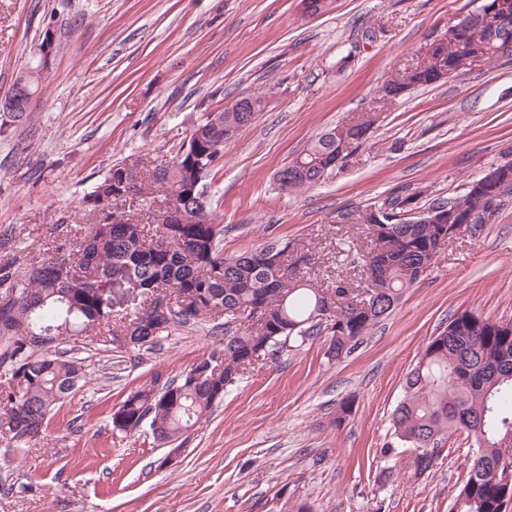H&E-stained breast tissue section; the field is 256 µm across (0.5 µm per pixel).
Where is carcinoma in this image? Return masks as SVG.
Listing matches in <instances>:
<instances>
[{
  "instance_id": "cac0c4a2",
  "label": "carcinoma",
  "mask_w": 512,
  "mask_h": 512,
  "mask_svg": "<svg viewBox=\"0 0 512 512\" xmlns=\"http://www.w3.org/2000/svg\"><path fill=\"white\" fill-rule=\"evenodd\" d=\"M487 19L451 33L429 56L388 81L384 95L435 85L462 69V60L502 56L500 41L512 39V0H484ZM39 83L18 78L7 124L29 119ZM256 112L208 113L179 147L171 166L142 160L119 162L86 197L95 230L69 252L40 260L31 256L0 261V288L14 301L0 308V368L8 375L0 407L16 442L36 441L49 426L51 411L81 388L83 359L60 345L74 338L107 335L120 347L152 349L163 334L206 318H222L215 328L224 343L193 365L176 384L131 392L112 414L124 430L147 418L153 437L175 443L208 416L224 392L242 376V366L280 354L310 336H327V356L340 360L391 312L403 294L431 266L448 242L449 228L468 231V215L490 205L489 188L470 183L456 197L422 198L405 189L390 193L377 207L391 206L392 219L373 221L368 208L358 216L370 247L352 263L365 273V286L338 279L316 285L309 257L288 260V247L271 242L236 256L224 255V225L211 208L213 173L224 156V140L247 128ZM375 124L367 115L356 124L318 134L290 164L288 191L316 186L359 147ZM145 202L147 221L122 211L128 194ZM179 203L170 221L155 203ZM423 209L448 221L411 224L397 215ZM106 288H136L134 312L109 305ZM171 293L158 310L155 294ZM395 437L412 449L410 469L417 479L430 474L440 443L464 433L477 448L468 477L453 497L460 512H507L512 504V320L466 309L431 337L407 373L404 396L392 413Z\"/></svg>"
}]
</instances>
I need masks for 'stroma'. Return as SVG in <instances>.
I'll use <instances>...</instances> for the list:
<instances>
[{"label":"stroma","mask_w":512,"mask_h":512,"mask_svg":"<svg viewBox=\"0 0 512 512\" xmlns=\"http://www.w3.org/2000/svg\"><path fill=\"white\" fill-rule=\"evenodd\" d=\"M469 0H0V99L44 35L58 51L29 122L0 135V258L48 257L92 230L85 197L113 164L167 165L207 114L259 95L255 122L225 140L211 183L224 252L271 242L310 255L319 285H359L348 212L408 188L463 194L512 153V55L383 100L385 83L446 35ZM380 119L320 185L283 193L275 173L320 132ZM512 320V197L495 223L463 233L341 361L324 337L263 361L225 392L178 454L149 426L113 429L142 386L181 378L223 338L202 321L149 351L72 343L88 377L23 448L0 410V512H448L472 442L455 434L429 477L393 443L392 412L423 346L456 311ZM350 416L335 425L343 401Z\"/></svg>","instance_id":"stroma-1"}]
</instances>
